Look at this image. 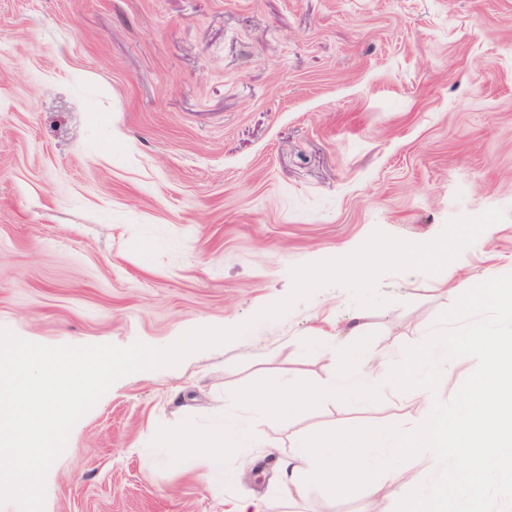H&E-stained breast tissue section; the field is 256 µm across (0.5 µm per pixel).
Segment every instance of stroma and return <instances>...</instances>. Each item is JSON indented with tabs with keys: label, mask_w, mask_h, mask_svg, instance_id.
I'll return each mask as SVG.
<instances>
[{
	"label": "stroma",
	"mask_w": 512,
	"mask_h": 512,
	"mask_svg": "<svg viewBox=\"0 0 512 512\" xmlns=\"http://www.w3.org/2000/svg\"><path fill=\"white\" fill-rule=\"evenodd\" d=\"M499 209L454 260L512 281V0H0V327L46 346L174 343L230 327L291 290L292 267L346 255L374 230L421 243ZM388 305L328 287L284 317L180 365L116 381L73 427L44 512H230L275 494L296 430L388 428L404 391H348L261 423L240 400L334 376L367 327L373 355L426 349L440 323L505 334L493 303L442 275L387 274ZM330 332L323 346L310 334ZM430 409L454 420L485 372L439 363ZM245 431L223 435L225 415ZM193 428L228 447L165 448ZM481 512H512V447ZM454 456L413 448L405 495ZM228 448L223 451H211L209 453V466L205 474L207 482L212 486H223L230 478V472L226 466Z\"/></svg>",
	"instance_id": "1"
}]
</instances>
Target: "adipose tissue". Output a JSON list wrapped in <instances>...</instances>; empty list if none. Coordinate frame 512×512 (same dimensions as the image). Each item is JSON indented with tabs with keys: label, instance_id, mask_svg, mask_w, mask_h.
I'll list each match as a JSON object with an SVG mask.
<instances>
[{
	"label": "adipose tissue",
	"instance_id": "1",
	"mask_svg": "<svg viewBox=\"0 0 512 512\" xmlns=\"http://www.w3.org/2000/svg\"><path fill=\"white\" fill-rule=\"evenodd\" d=\"M484 284L504 320H512V288L499 284L491 270L460 275L456 289L469 295L475 284ZM512 337L481 329L466 336L440 334L431 349L410 353L402 360H359L349 357L338 371L337 382L318 388L278 383L262 389L243 404L259 419L271 420L305 410L348 387L370 390L386 383L403 387L419 415L410 425L387 429L351 425L313 441L303 435L293 439L288 457L285 498L303 496L318 488L324 494V512H335L336 501L351 482L366 485L377 512H391V502L401 494L399 461L412 448L452 452L457 466L447 482L433 483L406 501L407 512H477L476 506L487 467L502 449L512 446V402L505 400L503 379L512 378ZM474 352L484 357L485 376L475 391L461 402L454 422L432 416L429 393L439 378L426 369L436 353Z\"/></svg>",
	"mask_w": 512,
	"mask_h": 512
}]
</instances>
